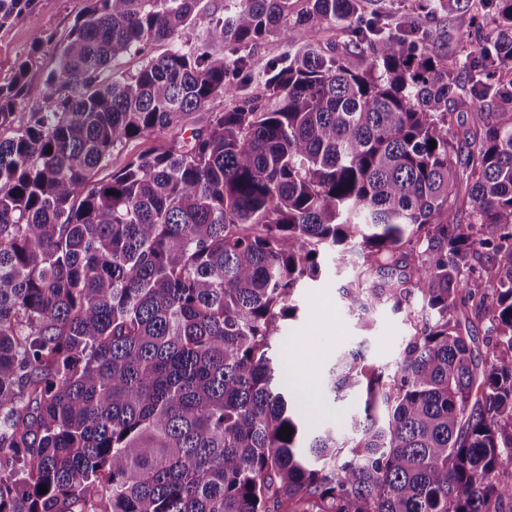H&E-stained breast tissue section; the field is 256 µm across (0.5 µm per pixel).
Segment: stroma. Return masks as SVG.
I'll use <instances>...</instances> for the list:
<instances>
[{"mask_svg": "<svg viewBox=\"0 0 512 512\" xmlns=\"http://www.w3.org/2000/svg\"><path fill=\"white\" fill-rule=\"evenodd\" d=\"M77 11L78 0H35L31 9L11 25L1 28L0 84L10 81L18 62L30 59L35 35L50 34L55 39H63L74 24ZM475 24L474 15L470 12L439 14L428 23L430 33L426 46L431 53L445 60L461 57L463 44L458 36L473 31ZM175 136V130L171 129L116 147L107 165L100 170V177H108L142 152L163 151ZM356 271V262L344 265L335 258H328L325 274L318 280L305 282L298 289L295 296L299 307L297 317L282 322L279 329L280 335L291 338V351L312 347L320 351L313 381V389L319 394V410L313 419L326 426L343 425L345 418L357 413L361 407L358 395L352 394L335 402L321 393L323 380L337 355L358 344H365L368 361L391 374L398 368L401 344L412 332L405 313L387 304L379 305L363 317L347 311L342 288Z\"/></svg>", "mask_w": 512, "mask_h": 512, "instance_id": "1", "label": "stroma"}]
</instances>
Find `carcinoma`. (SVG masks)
I'll use <instances>...</instances> for the list:
<instances>
[{
    "label": "carcinoma",
    "mask_w": 512,
    "mask_h": 512,
    "mask_svg": "<svg viewBox=\"0 0 512 512\" xmlns=\"http://www.w3.org/2000/svg\"><path fill=\"white\" fill-rule=\"evenodd\" d=\"M232 2L192 38L201 0H80L0 84V512H512V0H417L395 30L360 0ZM32 3L0 0V29ZM477 4L488 37L442 64L425 22ZM274 35L261 93L96 178L250 83L241 51ZM336 249L349 312L430 318L392 374L338 355L326 392L363 416L312 435L272 343ZM307 40L321 47L327 56H336L347 66L363 67L366 63V54H358L345 49L343 44L345 37L341 34L339 27L322 26L311 30ZM38 57L33 61L26 80L25 96L22 104L26 112L36 111L43 105L48 90L46 79L55 66V61L49 54ZM180 129L165 130L143 138L132 140L125 145H119L112 151L106 166L99 171L97 178H106L112 171L121 169L134 156L145 152H161L179 135Z\"/></svg>",
    "instance_id": "obj_1"
}]
</instances>
